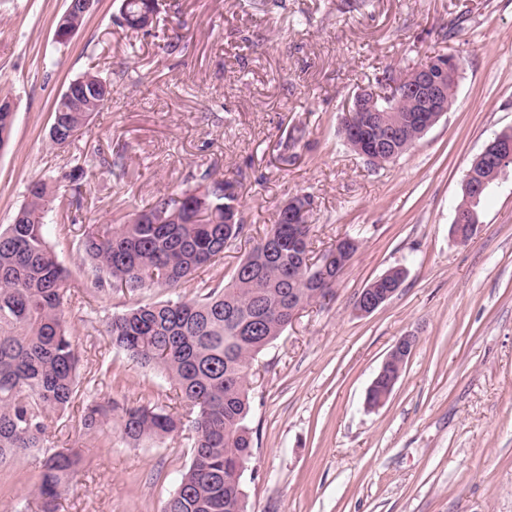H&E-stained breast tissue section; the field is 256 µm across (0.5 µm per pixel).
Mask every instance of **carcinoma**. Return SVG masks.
Returning <instances> with one entry per match:
<instances>
[{
    "label": "carcinoma",
    "instance_id": "obj_1",
    "mask_svg": "<svg viewBox=\"0 0 512 512\" xmlns=\"http://www.w3.org/2000/svg\"><path fill=\"white\" fill-rule=\"evenodd\" d=\"M151 0H120L119 18L142 30L140 14ZM69 101L54 104L53 122L67 130L61 144L87 124V113L69 112ZM413 127L381 153L384 163L409 151L420 139ZM179 195H162L134 211L124 224H92L78 250L92 268L86 287L108 285L115 292L176 289L194 273L224 258L228 245L244 235L236 179L210 169L188 168ZM13 222L0 225V465L43 447L49 422L80 396V357L65 306L72 302L68 271L48 238L47 213L74 206L45 182L28 186ZM314 250L309 227L275 223L227 280L203 282L187 298L129 306L105 321L113 351L172 381L190 406L191 461L161 512H245L242 482L252 456L249 365L288 328L299 304L309 306L334 294L339 279L335 247L309 264ZM372 280L363 293L389 290L403 273ZM391 368L377 374L365 404L390 398L396 383ZM137 447L164 443L186 431L183 416L150 405L121 404L112 398L87 401L81 418L88 435L112 432ZM78 448H59L44 458L38 481L16 512H60L61 496L81 469Z\"/></svg>",
    "mask_w": 512,
    "mask_h": 512
}]
</instances>
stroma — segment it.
Masks as SVG:
<instances>
[{
	"label": "stroma",
	"instance_id": "1",
	"mask_svg": "<svg viewBox=\"0 0 512 512\" xmlns=\"http://www.w3.org/2000/svg\"><path fill=\"white\" fill-rule=\"evenodd\" d=\"M159 0L155 28L134 32L116 0H96L68 42L54 32L68 0H0V91L16 106L0 150V225L28 185L67 189L84 161L81 207L54 211L52 235L77 296L66 312L84 386L139 405L186 407L150 369L115 356L104 322L133 301L171 298L86 290L76 249L90 224H119L182 173L239 180L244 236L196 281L229 278L294 195L313 199L315 252L360 248L332 298L308 306L253 367V458L246 512H512V173L489 188L467 245L449 230L463 180L493 134L512 131V0ZM463 59L453 108L394 163L345 146L347 104L385 67ZM93 71L111 79L105 108L65 149L49 130L56 99ZM302 139L290 141L294 128ZM124 157L118 177L96 152ZM287 159H280V152ZM394 266L400 291L372 313L355 301ZM416 345L387 403L366 390L398 338ZM81 403L54 420L42 449L0 466V512L37 481L56 448L84 463L61 512H160L190 463L187 439L127 446L84 435Z\"/></svg>",
	"mask_w": 512,
	"mask_h": 512
}]
</instances>
